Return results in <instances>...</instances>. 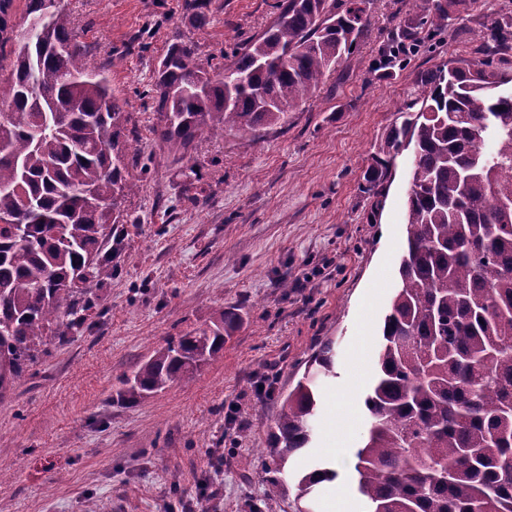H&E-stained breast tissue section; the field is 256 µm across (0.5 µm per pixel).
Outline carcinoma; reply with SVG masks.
<instances>
[{
	"label": "carcinoma",
	"mask_w": 512,
	"mask_h": 512,
	"mask_svg": "<svg viewBox=\"0 0 512 512\" xmlns=\"http://www.w3.org/2000/svg\"><path fill=\"white\" fill-rule=\"evenodd\" d=\"M43 2L28 0L29 23L11 48L0 40V398L98 305L87 284L116 271L125 199L137 188L126 102L105 71L87 66L63 11L37 21ZM419 2L421 25L435 33L470 0ZM368 3L282 0L273 24L214 77L195 45L175 37L151 88L158 141L184 159L205 135L284 120L351 53ZM511 51L512 16L491 18L477 57L418 78L372 157L374 185L403 143L413 146L401 288L364 399L372 429L355 454L370 512H512V95L499 93L512 83L501 67ZM37 124L45 131L33 140ZM236 324L222 310L170 338L120 377L117 398L135 402L220 357ZM332 371L327 347L280 400L274 472L310 442L315 380ZM336 478L330 468L303 475L298 498Z\"/></svg>",
	"instance_id": "carcinoma-1"
}]
</instances>
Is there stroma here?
<instances>
[{
	"label": "stroma",
	"instance_id": "obj_1",
	"mask_svg": "<svg viewBox=\"0 0 512 512\" xmlns=\"http://www.w3.org/2000/svg\"><path fill=\"white\" fill-rule=\"evenodd\" d=\"M57 0L88 63L106 68L131 120L127 198L117 271L99 284L83 328L52 343L0 402V512H298L297 484L320 467L313 512L331 496L369 512L354 487L355 453L370 418L381 326L400 286L412 148L368 189L372 156L427 70L472 59L491 13L512 0H471L447 31L430 34L415 0H370L354 52L284 121L196 142L188 158L163 148L148 92L170 38L193 41L214 67L267 29L279 0ZM397 51L377 71L383 49ZM241 321L224 353L136 402L117 400L122 374L168 339L209 325L222 309ZM332 347L317 380L307 448L267 496L261 455L279 405L309 360ZM361 360L346 402L338 394ZM342 437L339 454L323 446ZM337 478V474L333 469L330 468H321L313 470L302 476L298 483L299 494L297 495L298 499H302L305 496L309 495L313 488L320 483L326 486H333L335 482L333 481Z\"/></svg>",
	"mask_w": 512,
	"mask_h": 512
}]
</instances>
